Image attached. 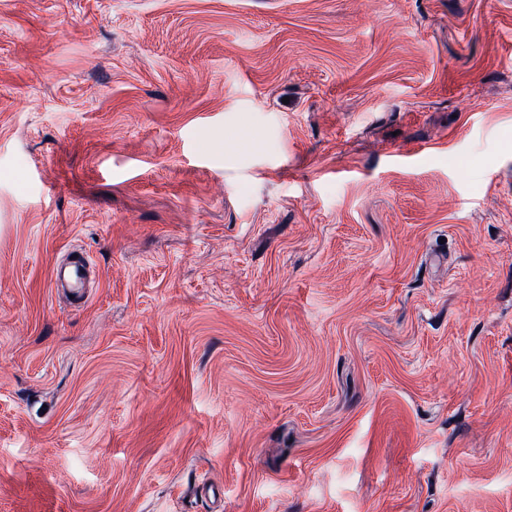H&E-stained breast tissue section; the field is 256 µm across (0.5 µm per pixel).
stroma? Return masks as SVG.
<instances>
[{"mask_svg":"<svg viewBox=\"0 0 512 512\" xmlns=\"http://www.w3.org/2000/svg\"><path fill=\"white\" fill-rule=\"evenodd\" d=\"M202 483L512 512V0H0V512Z\"/></svg>","mask_w":512,"mask_h":512,"instance_id":"1","label":"stroma"}]
</instances>
